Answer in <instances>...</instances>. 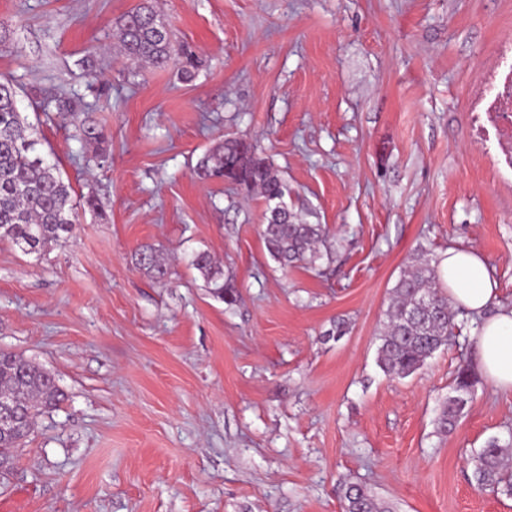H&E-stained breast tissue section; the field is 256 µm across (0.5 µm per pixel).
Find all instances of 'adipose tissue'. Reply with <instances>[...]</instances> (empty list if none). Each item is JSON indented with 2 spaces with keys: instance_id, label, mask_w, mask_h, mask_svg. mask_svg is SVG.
Listing matches in <instances>:
<instances>
[{
  "instance_id": "ef3b65f1",
  "label": "adipose tissue",
  "mask_w": 512,
  "mask_h": 512,
  "mask_svg": "<svg viewBox=\"0 0 512 512\" xmlns=\"http://www.w3.org/2000/svg\"><path fill=\"white\" fill-rule=\"evenodd\" d=\"M439 280L457 306L481 320L475 336L481 371L496 389L512 391V307L496 304V283L484 259L469 248H449Z\"/></svg>"
}]
</instances>
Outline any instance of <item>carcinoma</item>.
<instances>
[{
    "label": "carcinoma",
    "mask_w": 512,
    "mask_h": 512,
    "mask_svg": "<svg viewBox=\"0 0 512 512\" xmlns=\"http://www.w3.org/2000/svg\"><path fill=\"white\" fill-rule=\"evenodd\" d=\"M120 53L141 65L164 68L174 63L188 73L199 65L198 55L188 46L174 52L172 33L151 0L128 11L118 22L115 34ZM13 79L0 76V241L8 240L26 252L38 253L52 244L68 240L79 221L72 188L63 179L58 165L40 149L36 128L18 112ZM83 139L94 145L97 156L108 153V136L94 122L81 129ZM201 180L220 179L248 191H257L266 209L261 234L270 258L281 268L302 262L310 267L321 259L318 243L323 240L320 224L299 221L286 201L288 185L278 170L254 147L240 139H226L208 150L195 169ZM136 265L154 279L168 275V265L154 248L146 246L135 255ZM191 266L199 271L208 288L230 303L232 293L224 288V269L203 251L194 254ZM456 308L437 283L436 267L419 254L392 290L386 310L384 331L379 336L377 362L384 373L407 377L421 368L436 351L452 341ZM474 377L469 369L458 371L452 395L444 405L440 423L453 426L469 402ZM0 398L15 407L11 433L0 435V460L13 463L34 433L36 419L59 407L65 392L49 372L24 356L0 352ZM512 437L497 438L473 456V478L480 487L496 488L512 495ZM346 512H389L361 487L344 491Z\"/></svg>",
    "instance_id": "carcinoma-1"
}]
</instances>
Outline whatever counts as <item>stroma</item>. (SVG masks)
Segmentation results:
<instances>
[{
	"label": "stroma",
	"mask_w": 512,
	"mask_h": 512,
	"mask_svg": "<svg viewBox=\"0 0 512 512\" xmlns=\"http://www.w3.org/2000/svg\"><path fill=\"white\" fill-rule=\"evenodd\" d=\"M138 2L0 0V75L79 212L41 255L0 242V351L67 395L0 482V512H345L351 483L392 512H512L472 476L473 454L512 436V392L481 375L474 330L408 377L377 364L420 251L477 250L512 305V177L471 123L512 0H154L202 61L188 79L121 56L115 26ZM88 121L107 158L81 140ZM227 138L280 171L300 221L326 226L316 268L269 257L257 193L194 175ZM145 245L166 280L136 266ZM200 251L235 302L190 266ZM461 366L476 382L446 433ZM83 139L94 145L95 152L100 158H105L108 153V136L105 130L94 122L85 123L81 129Z\"/></svg>",
	"instance_id": "stroma-1"
}]
</instances>
